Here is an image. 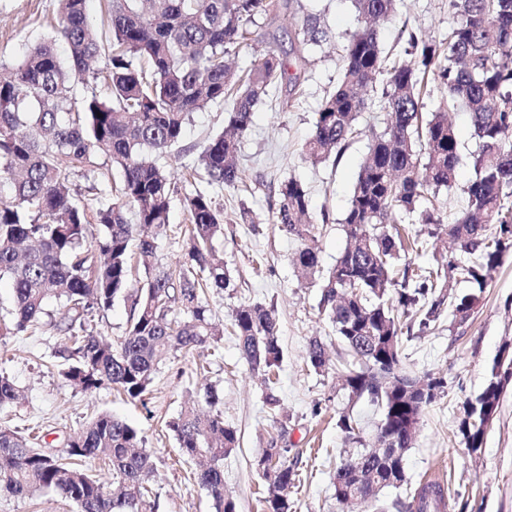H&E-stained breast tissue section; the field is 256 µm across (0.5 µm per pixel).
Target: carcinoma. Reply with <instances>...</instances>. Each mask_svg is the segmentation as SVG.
Listing matches in <instances>:
<instances>
[{
	"instance_id": "cac0c4a2",
	"label": "carcinoma",
	"mask_w": 512,
	"mask_h": 512,
	"mask_svg": "<svg viewBox=\"0 0 512 512\" xmlns=\"http://www.w3.org/2000/svg\"><path fill=\"white\" fill-rule=\"evenodd\" d=\"M87 2L59 0L54 36L28 46L10 76L0 78V188L11 192L10 201H0V280L13 288L12 308L0 312V336L43 331L46 305L55 300L66 309L58 327L67 343L54 353L61 376L84 392L113 386L142 401L170 355L221 340L206 293L230 286L213 246L224 233V212L209 191L198 189L184 198L190 229L183 264L152 269L131 287L133 253L153 256L157 231L169 224L171 182L157 158L178 146L183 155L196 156L186 166L190 177L237 187L245 178L238 147L253 107L272 87L299 85L300 74L270 52L243 74L226 64V56L261 40L257 18L289 8L288 0H149L147 9L143 0H99L98 26ZM352 4L365 25L343 44L341 79L324 96L302 148L313 164L339 159L359 134L364 91L381 90L389 119L372 136L353 186L343 219L346 246L322 272L317 221L325 224L329 215L316 218L295 178L280 184L272 219L299 242L297 269L318 276L319 310L344 348L336 360L342 390L352 401L366 398L376 405L379 427L405 437L407 452L447 383L440 380L434 393L400 392L395 382L406 380L400 367L403 332L423 333L439 320L448 283L457 276L472 285L454 300L455 317L467 321L487 286V272L512 253V0H448L456 16L448 36L430 41L410 30L403 57L383 52L373 27L393 16L395 0ZM295 39L317 45L326 32L308 15ZM58 40L67 45L64 58L55 49ZM101 55L105 67L92 68ZM430 79L447 89L448 104L427 114L422 105ZM100 85L108 98L97 95ZM215 102L231 104L225 131L200 148L182 144L189 116ZM460 105L469 112L478 149L471 155L474 177L461 187L466 208L447 232L465 260L451 256L437 269L400 266L404 241L386 226L414 213L427 225L440 223V191L456 185L461 162L448 112ZM108 162L120 179L99 190L91 209L71 191L70 176L77 171L94 179ZM93 222L101 235L89 242ZM120 295L130 300V316L114 347L91 313L112 306ZM232 325L242 358L265 375L266 405L278 407L271 376L284 353L274 307L241 305ZM307 361L316 371L329 365L320 339L309 341ZM510 366L512 357L504 363L494 358L484 387L466 401L457 424L465 447H483L487 430L480 412L498 413L506 388L495 380L500 368ZM19 398L14 381L0 372V406ZM204 400L208 409L189 407L167 427L186 460L205 461L196 479L214 512H236L224 494V457L238 446L237 434L224 424L214 387L206 388ZM337 426L355 448L336 465V497L362 483L380 512H445L447 493L438 481L389 505L379 502L383 490L407 483L405 457H367L360 479L344 461L370 449L349 412L339 414ZM288 452L273 440L253 460L264 487L263 512H293L288 491L296 487L298 469ZM100 459L112 465L110 489L95 471ZM154 474L140 432L109 413L90 420L61 454L47 453L0 424V497L51 491L76 512H145Z\"/></svg>"
}]
</instances>
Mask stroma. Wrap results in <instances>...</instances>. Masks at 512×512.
<instances>
[{
  "label": "stroma",
  "instance_id": "1",
  "mask_svg": "<svg viewBox=\"0 0 512 512\" xmlns=\"http://www.w3.org/2000/svg\"><path fill=\"white\" fill-rule=\"evenodd\" d=\"M307 13L329 31V41L301 49L306 63L298 93L284 89L262 97L254 106L250 129L238 149L245 185L211 190L224 211V233L214 247L231 279L229 288L210 291L208 296L216 322L226 330L218 349L205 347L169 357L156 372L143 406L109 388L81 392L51 367L53 352L65 344L63 332L54 327L61 319L56 303L47 306L51 324L43 334L0 339V369L23 392L21 400L0 408V422L24 434L37 432L43 448L60 452L98 412L125 420L140 430L151 453L156 472L152 512H213L210 497L193 478L195 465L181 458L165 428L166 421L183 410L187 391L204 385L220 393L224 422L239 438L236 450L224 460V488L234 499L236 512H261L262 481L253 458L274 440L299 454V482L293 493L296 512H347L336 501L332 484L345 447L344 434L336 425L339 413L349 412L365 439L376 434L377 407L338 392L335 369L317 372L306 364L310 338L317 336L331 345L336 336L330 321L318 311V287L302 279L293 263L298 241L272 222L280 183L295 177L305 184L313 212L329 213L328 224L317 233L322 266L330 267L346 245L341 219L368 151L369 133L384 129L387 112L379 98H368L358 117L363 133L339 161L313 164L304 159L301 149L323 97L341 76V47L362 19L350 0H301L300 5L261 18L264 38L257 50L233 55L232 60L236 69L246 70L269 50L292 56L297 50L294 31ZM57 17L58 0H0V64H12L25 46L50 37ZM451 24L448 0H397L395 14L379 27L380 45L384 51L401 53L408 29L439 40ZM226 109V104L214 103L193 113L184 126V143L200 145L221 133ZM162 163L172 173L169 225L157 239L152 263L172 268L185 258L189 221L183 200L195 185L183 180L180 160L166 157ZM244 210L252 216L246 224L240 219ZM256 302L274 307L284 352L276 373L280 403L274 411L264 402L260 372L242 358L236 336L228 331L233 311ZM510 336L512 254L492 272L467 322H458L448 308L433 329L404 341L403 372L413 377L442 376L447 387L426 411L407 453L408 488L387 490L382 501L405 496L426 475L440 474L446 480V512H460L466 503L477 512H512V390L502 399L480 455L468 454L456 433L464 402L481 391L499 346Z\"/></svg>",
  "mask_w": 512,
  "mask_h": 512
}]
</instances>
